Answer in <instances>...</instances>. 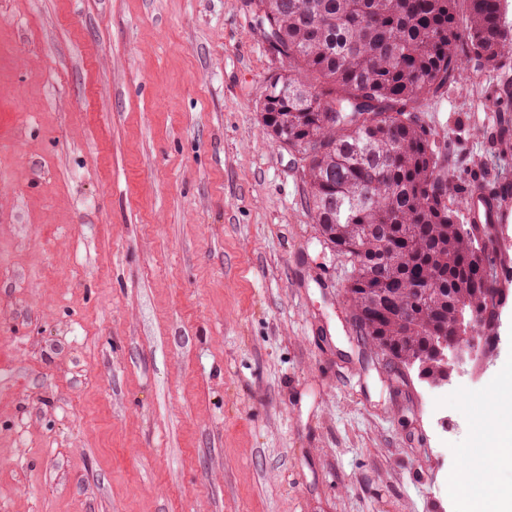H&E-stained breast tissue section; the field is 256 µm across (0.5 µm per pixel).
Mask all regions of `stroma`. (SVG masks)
Returning a JSON list of instances; mask_svg holds the SVG:
<instances>
[{
    "mask_svg": "<svg viewBox=\"0 0 512 512\" xmlns=\"http://www.w3.org/2000/svg\"><path fill=\"white\" fill-rule=\"evenodd\" d=\"M281 68L243 0H0V512H466L512 280L440 389L357 336ZM499 77L425 109L458 190L512 184Z\"/></svg>",
    "mask_w": 512,
    "mask_h": 512,
    "instance_id": "35a3bbf8",
    "label": "stroma"
}]
</instances>
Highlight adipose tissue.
Instances as JSON below:
<instances>
[{
  "label": "adipose tissue",
  "mask_w": 512,
  "mask_h": 512,
  "mask_svg": "<svg viewBox=\"0 0 512 512\" xmlns=\"http://www.w3.org/2000/svg\"><path fill=\"white\" fill-rule=\"evenodd\" d=\"M486 422L495 435L496 452L490 459L467 458L465 466L475 478L479 490L468 498V512H512V491L487 500L486 491L494 489L500 466H512V396L504 395L486 412Z\"/></svg>",
  "instance_id": "ef3b65f1"
}]
</instances>
